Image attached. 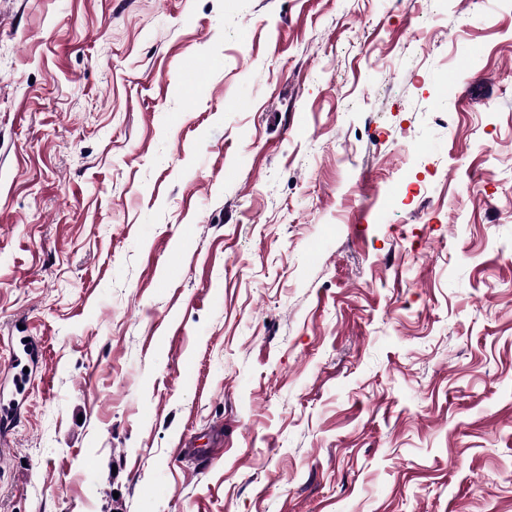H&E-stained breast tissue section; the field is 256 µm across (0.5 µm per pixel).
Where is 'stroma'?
<instances>
[{
    "instance_id": "35a3bbf8",
    "label": "stroma",
    "mask_w": 512,
    "mask_h": 512,
    "mask_svg": "<svg viewBox=\"0 0 512 512\" xmlns=\"http://www.w3.org/2000/svg\"><path fill=\"white\" fill-rule=\"evenodd\" d=\"M21 323L0 512H512V0H0Z\"/></svg>"
}]
</instances>
